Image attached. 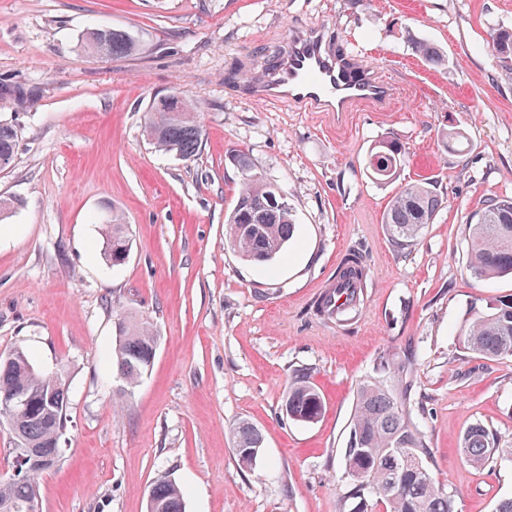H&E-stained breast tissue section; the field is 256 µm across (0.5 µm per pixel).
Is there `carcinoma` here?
Instances as JSON below:
<instances>
[{
  "instance_id": "carcinoma-1",
  "label": "carcinoma",
  "mask_w": 512,
  "mask_h": 512,
  "mask_svg": "<svg viewBox=\"0 0 512 512\" xmlns=\"http://www.w3.org/2000/svg\"><path fill=\"white\" fill-rule=\"evenodd\" d=\"M490 38L493 49H507L508 54L501 58L512 60V28L501 26L490 33ZM82 43L89 52L106 58L131 56L139 49L132 35L113 27L87 30ZM415 52L430 65L445 62V56L430 42H417ZM175 97L172 102L163 98L153 101L146 133L158 150L190 160L199 149L203 127L195 117L184 120L175 116L177 112L195 110L185 95L177 93ZM16 146V130L0 124V167L11 166ZM406 158L404 144L381 139L368 152L366 170L373 179L390 182L397 178ZM232 160L241 171L242 182L225 223V241L247 262L270 263L294 239L293 208L270 181L253 172L247 153L239 150ZM443 200L437 182L430 179L403 187L393 197L385 216L391 242L401 247L417 239L425 225L433 223ZM101 236V255L106 264L124 265L129 257L130 238L123 217L116 212L108 216ZM468 267L480 279L512 275V197H487L472 213L468 224ZM336 277L339 285L334 289L335 299L318 302L321 313L327 312L334 301L336 314L359 304L367 279L363 255L351 251L341 261ZM118 326L119 343L112 353V372L133 389L154 362L156 336L147 321L123 319ZM463 346L480 358H512L511 294L496 300L490 311L476 315L463 336ZM17 390L25 391L29 401L19 424L11 429L14 439L39 449L57 463L59 441L67 423V391L62 374L38 371L28 352L18 347L5 357L0 355V397ZM412 391V380L407 377L392 384L373 375L360 382L343 449L339 512H372L379 503L384 512H454L453 495L437 485L429 473L431 449L422 420L411 410ZM285 408L286 416L294 421L311 422L321 414L322 398L306 372L299 370L292 376ZM262 443V435L253 423L242 419L235 424L233 452L241 467L252 468L249 452L261 449ZM391 448H405L407 453L392 454ZM460 448L465 459L475 466L495 469L505 461L512 462V449L499 447L496 434L481 424L465 431ZM359 472L366 475L367 482L356 477ZM39 473V469L27 470L15 480L0 481V501H11L20 506L18 512H26L28 502L37 499ZM148 502L156 505L154 512H186L183 489L167 476L152 483Z\"/></svg>"
}]
</instances>
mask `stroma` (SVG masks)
<instances>
[{
  "instance_id": "obj_1",
  "label": "stroma",
  "mask_w": 512,
  "mask_h": 512,
  "mask_svg": "<svg viewBox=\"0 0 512 512\" xmlns=\"http://www.w3.org/2000/svg\"><path fill=\"white\" fill-rule=\"evenodd\" d=\"M101 25L128 31L139 51L88 54L81 36ZM500 26L512 27V0H0V123L19 136L0 171V198L13 202L0 217V354L21 347L39 370H67V428L59 462L37 479L39 512H147L161 475L185 490L186 512H338L358 384L380 357L408 355L431 473L455 512H494L512 497V462L475 467L459 446L480 423L512 448V358H480L460 341L476 313L512 294L511 276L471 275L466 242L483 198L512 197V84L489 44ZM313 27L398 88L391 111H309L231 86ZM419 40L444 65L424 63ZM174 91L203 126L189 161L145 132L153 100ZM454 131L466 154L449 147ZM384 137L409 152L389 183L363 172ZM236 150L294 210L293 243L265 265L224 242ZM424 178L448 202L396 249L388 204ZM114 211L131 238L119 268L100 257V224ZM356 248L363 300L346 320L327 319L321 287ZM131 315L157 337L133 389L105 363ZM301 368L324 403L312 422L282 410ZM242 419L263 436L249 470L232 452Z\"/></svg>"
}]
</instances>
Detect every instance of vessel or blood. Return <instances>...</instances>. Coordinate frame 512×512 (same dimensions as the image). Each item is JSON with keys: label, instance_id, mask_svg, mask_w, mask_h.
<instances>
[{"label": "vessel or blood", "instance_id": "obj_1", "mask_svg": "<svg viewBox=\"0 0 512 512\" xmlns=\"http://www.w3.org/2000/svg\"><path fill=\"white\" fill-rule=\"evenodd\" d=\"M242 88L260 101H284L325 112H349L367 104L385 108L393 85L347 53L322 30L292 36L280 51L275 72L242 78Z\"/></svg>", "mask_w": 512, "mask_h": 512}]
</instances>
